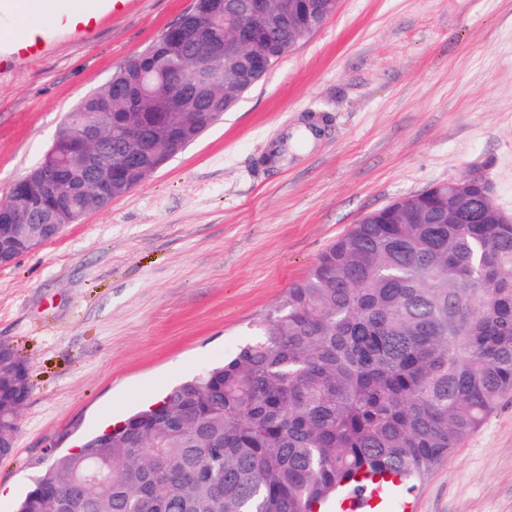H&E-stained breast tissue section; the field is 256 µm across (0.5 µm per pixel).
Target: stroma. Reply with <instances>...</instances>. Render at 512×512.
Listing matches in <instances>:
<instances>
[{"mask_svg":"<svg viewBox=\"0 0 512 512\" xmlns=\"http://www.w3.org/2000/svg\"><path fill=\"white\" fill-rule=\"evenodd\" d=\"M192 5L136 0L0 74V203ZM311 121L315 145L272 160ZM470 172L512 216V0H339L197 142L0 267V342L29 372L0 512L53 453L233 355L366 214ZM414 490L412 512H512V396Z\"/></svg>","mask_w":512,"mask_h":512,"instance_id":"35a3bbf8","label":"stroma"}]
</instances>
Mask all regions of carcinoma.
I'll return each instance as SVG.
<instances>
[{"instance_id": "obj_1", "label": "carcinoma", "mask_w": 512, "mask_h": 512, "mask_svg": "<svg viewBox=\"0 0 512 512\" xmlns=\"http://www.w3.org/2000/svg\"><path fill=\"white\" fill-rule=\"evenodd\" d=\"M296 19L304 0H266ZM302 24L251 51L278 61ZM132 55L102 88L64 117L56 138L74 139L81 114L121 112L116 88L133 80ZM151 65L176 71L166 51ZM266 73L243 79L225 65L211 91L223 111ZM145 117L165 112L146 93ZM424 192L396 200L392 222L366 217L292 283L255 337L224 364L183 381L157 408L59 455L17 512H319L377 473L412 484L446 461L512 395V223L471 190L438 208L459 220L422 224ZM34 224L42 241L56 228ZM0 430H15L29 393L24 360L0 343ZM96 461L109 481L85 480Z\"/></svg>"}]
</instances>
